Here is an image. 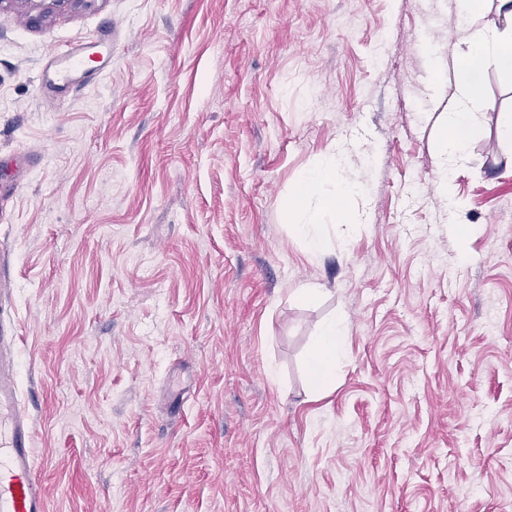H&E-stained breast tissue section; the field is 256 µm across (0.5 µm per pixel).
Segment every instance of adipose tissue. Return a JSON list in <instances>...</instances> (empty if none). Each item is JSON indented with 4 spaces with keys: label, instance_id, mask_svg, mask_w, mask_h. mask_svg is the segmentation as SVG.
<instances>
[{
    "label": "adipose tissue",
    "instance_id": "adipose-tissue-1",
    "mask_svg": "<svg viewBox=\"0 0 512 512\" xmlns=\"http://www.w3.org/2000/svg\"><path fill=\"white\" fill-rule=\"evenodd\" d=\"M498 23L476 25L455 46L447 61L437 62L438 79L455 75L461 87V97L453 112L441 127L444 147L452 153L464 152L479 131L476 108L481 101L483 74L487 64L512 72V0H497ZM335 157L300 175L294 189L291 212L295 230L304 240L311 255H319L324 240L319 228V214L327 210L338 212V200L351 191L350 185L340 184L335 194L322 193L325 182L336 177ZM344 327L331 319L323 323L308 356L311 383L320 388L332 382L337 364L345 357Z\"/></svg>",
    "mask_w": 512,
    "mask_h": 512
}]
</instances>
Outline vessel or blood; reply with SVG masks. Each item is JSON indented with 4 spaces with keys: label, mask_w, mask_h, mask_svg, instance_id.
I'll list each match as a JSON object with an SVG mask.
<instances>
[{
    "label": "vessel or blood",
    "mask_w": 512,
    "mask_h": 512,
    "mask_svg": "<svg viewBox=\"0 0 512 512\" xmlns=\"http://www.w3.org/2000/svg\"><path fill=\"white\" fill-rule=\"evenodd\" d=\"M116 28L88 47L57 53L39 75L42 98L55 99L75 80L88 74L94 54L108 58ZM19 337L12 318L0 314V512H48L46 486L37 473L33 424L21 404L17 382Z\"/></svg>",
    "instance_id": "1"
}]
</instances>
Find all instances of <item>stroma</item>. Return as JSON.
<instances>
[{"mask_svg": "<svg viewBox=\"0 0 512 512\" xmlns=\"http://www.w3.org/2000/svg\"><path fill=\"white\" fill-rule=\"evenodd\" d=\"M437 9H0V241L50 512H512V75L488 66L446 155L435 63L468 26ZM114 25L111 68L41 99L54 51ZM24 148L47 164H7ZM334 153L325 193L355 190L314 258L288 202ZM344 327L340 320L330 319L323 323L308 356V370L315 388L332 382L336 365L346 356Z\"/></svg>", "mask_w": 512, "mask_h": 512, "instance_id": "35a3bbf8", "label": "stroma"}]
</instances>
